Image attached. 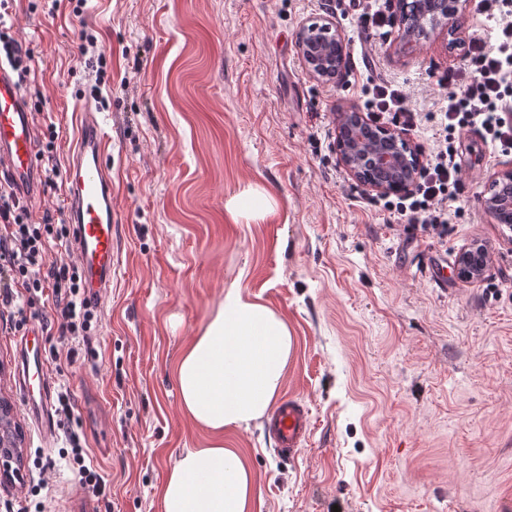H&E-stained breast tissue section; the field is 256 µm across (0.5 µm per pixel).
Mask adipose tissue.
Masks as SVG:
<instances>
[{
  "label": "adipose tissue",
  "instance_id": "ef3b65f1",
  "mask_svg": "<svg viewBox=\"0 0 512 512\" xmlns=\"http://www.w3.org/2000/svg\"><path fill=\"white\" fill-rule=\"evenodd\" d=\"M294 339L287 320L233 282L174 367L185 413L207 429L203 448L186 449L162 487L163 512H254L259 485L228 431L249 428L279 397Z\"/></svg>",
  "mask_w": 512,
  "mask_h": 512
}]
</instances>
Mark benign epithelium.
Returning a JSON list of instances; mask_svg holds the SVG:
<instances>
[{"label":"benign epithelium","mask_w":512,"mask_h":512,"mask_svg":"<svg viewBox=\"0 0 512 512\" xmlns=\"http://www.w3.org/2000/svg\"><path fill=\"white\" fill-rule=\"evenodd\" d=\"M464 0H446L444 11L435 17L434 30L448 34L462 35L459 19L465 13ZM343 43V38L335 22L322 18L303 25L297 34V47L304 63L306 73L313 79L339 85L344 79V71L336 67V61L324 56H316L313 49L317 46ZM368 123L364 113L355 108L338 114L337 148L339 162L345 171L360 185L378 194L406 193L415 185L422 163L420 152L403 136V133L390 126L379 127V135L366 143L352 132L351 127ZM485 211L495 222L504 211L512 209V200L491 195L483 200ZM485 254L484 248L473 243L464 248L458 256L457 276L465 281L480 278L486 267V261L478 260L474 253ZM11 406L0 399V428H11L5 436L0 434V450L16 461L23 456L22 434L12 426Z\"/></svg>","instance_id":"benign-epithelium-1"}]
</instances>
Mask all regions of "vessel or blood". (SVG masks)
<instances>
[{
    "label": "vessel or blood",
    "instance_id": "obj_1",
    "mask_svg": "<svg viewBox=\"0 0 512 512\" xmlns=\"http://www.w3.org/2000/svg\"><path fill=\"white\" fill-rule=\"evenodd\" d=\"M38 133L33 112L26 103L15 73L0 63V183H8L23 198L39 196L43 171L37 150ZM107 139L99 114L84 105L77 145L69 157L64 184L72 242L80 259L84 299L99 306L112 285V177L105 163ZM48 376L40 355L22 348L19 388H37L38 395L25 406L41 421H48ZM311 425L302 402L286 398L271 411L267 426L278 448L301 445Z\"/></svg>",
    "mask_w": 512,
    "mask_h": 512
}]
</instances>
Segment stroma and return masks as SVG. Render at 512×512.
<instances>
[{"label":"stroma","instance_id":"obj_1","mask_svg":"<svg viewBox=\"0 0 512 512\" xmlns=\"http://www.w3.org/2000/svg\"><path fill=\"white\" fill-rule=\"evenodd\" d=\"M15 0V28L34 51L24 95L38 125L54 124L58 165L77 135L76 110L111 51V89L93 101L112 141V286L84 340L60 333L51 297L23 319L0 311V394L23 434L22 477L0 485V512H163L161 489L206 430L184 412L173 367L225 286L282 313L295 352L281 388L312 420L282 453L265 420L230 434L255 471L260 512H512V229L481 199L512 163L511 148L461 135L464 188L443 233L388 218L336 152L339 112L386 78L423 114L408 132L432 148L444 103L437 79L462 58L447 34L411 44L397 0L383 36L363 31L332 0ZM331 18L345 41L346 78H310L296 37ZM97 46L80 53V31ZM250 186L273 213L231 220L225 204ZM489 252L463 281L457 257ZM441 261L447 287L426 272ZM36 330L52 393L69 394L54 432L20 404L16 340ZM99 491L79 481L72 439ZM479 243H473L464 248L458 256L456 265L457 276L465 281H471L480 278L486 267L487 255L484 248ZM478 252L483 256V261L474 257V253Z\"/></svg>","mask_w":512,"mask_h":512}]
</instances>
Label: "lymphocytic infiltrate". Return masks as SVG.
Masks as SVG:
<instances>
[{
	"label": "lymphocytic infiltrate",
	"mask_w": 512,
	"mask_h": 512,
	"mask_svg": "<svg viewBox=\"0 0 512 512\" xmlns=\"http://www.w3.org/2000/svg\"><path fill=\"white\" fill-rule=\"evenodd\" d=\"M479 8L499 18L496 44L477 35L470 38L463 58L464 79L451 74L444 80L448 92L434 133L435 146L415 187L381 199L390 215L425 233L448 223V204L462 190V174L455 161L460 135L476 128L491 145H512V0H479ZM11 18L7 0H0V55L24 81L31 76L34 53L14 37ZM361 93L362 109L371 123L392 119L404 130L417 128L420 115L409 107L400 86L374 80L363 85ZM53 231L51 223L30 222L27 207L9 186L0 184V307L20 315L39 293L53 291L64 300L59 309L62 331L76 339L88 332L91 315L81 299L78 267L46 262Z\"/></svg>",
	"instance_id": "lymphocytic-infiltrate-1"
}]
</instances>
